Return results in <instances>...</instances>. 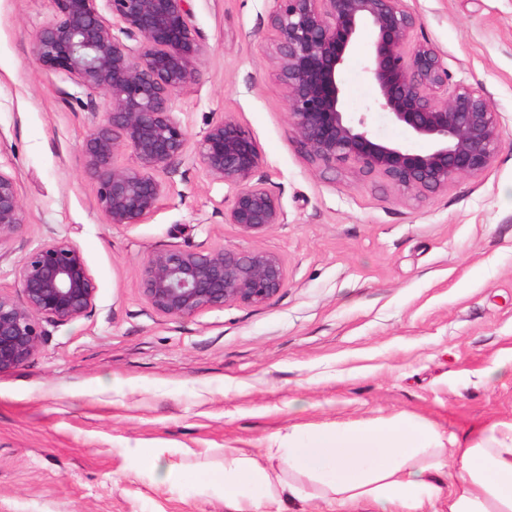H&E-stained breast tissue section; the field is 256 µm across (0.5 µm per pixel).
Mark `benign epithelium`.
Masks as SVG:
<instances>
[{"label":"benign epithelium","mask_w":512,"mask_h":512,"mask_svg":"<svg viewBox=\"0 0 512 512\" xmlns=\"http://www.w3.org/2000/svg\"><path fill=\"white\" fill-rule=\"evenodd\" d=\"M106 2L111 19L101 13ZM276 75L286 90L288 124L306 155L326 169L349 164L408 192H436L482 173L500 146V124L486 91L457 83L429 44L411 43L419 20L402 0H271ZM53 20L39 32L40 64L106 98L104 119L86 140L83 165L97 185L110 224H143L170 191L166 176L184 156L189 135L172 96L197 81L206 46L190 24L189 0H52ZM371 41L364 72L374 105L410 137L417 153L379 141L365 118L345 112L338 75L364 31ZM122 147L134 157L116 161ZM205 173L234 187L224 221L257 237L285 223L279 199L255 179L261 153L233 120L213 123L197 144ZM14 178L0 171V241L23 231ZM20 296L0 290V374L42 348L44 325L89 316L98 284L81 251L53 236L15 268ZM280 256L264 249L167 248L140 268L143 295L157 314L179 318L227 304L259 306L284 287Z\"/></svg>","instance_id":"benign-epithelium-1"}]
</instances>
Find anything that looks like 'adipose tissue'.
<instances>
[{"mask_svg":"<svg viewBox=\"0 0 512 512\" xmlns=\"http://www.w3.org/2000/svg\"><path fill=\"white\" fill-rule=\"evenodd\" d=\"M264 455L225 449L230 512H284L311 493L336 512H425L443 492L448 512H512V423L474 427L454 448L412 419L338 424L292 431Z\"/></svg>","mask_w":512,"mask_h":512,"instance_id":"1","label":"adipose tissue"}]
</instances>
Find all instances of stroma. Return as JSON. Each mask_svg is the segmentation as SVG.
Segmentation results:
<instances>
[{"mask_svg": "<svg viewBox=\"0 0 512 512\" xmlns=\"http://www.w3.org/2000/svg\"><path fill=\"white\" fill-rule=\"evenodd\" d=\"M451 83L486 90L501 146L489 167L418 197L379 176L312 162L289 132L271 61L270 0H192L207 47L173 111L191 150L143 224H110L82 154L105 98L42 67L51 0H0V170L24 230L0 241V287L52 236L82 252L92 313L49 327L41 350L0 374V512H228L224 451L261 454L309 428L408 416L463 436L512 422V0H404ZM361 38L340 81L344 108L380 140L426 151L373 106ZM230 119L256 140V173L286 221L258 237L225 223L233 190L194 150ZM277 253L284 288L258 307L156 314L139 276L155 250ZM156 458L155 469L143 465Z\"/></svg>", "mask_w": 512, "mask_h": 512, "instance_id": "stroma-1", "label": "stroma"}]
</instances>
